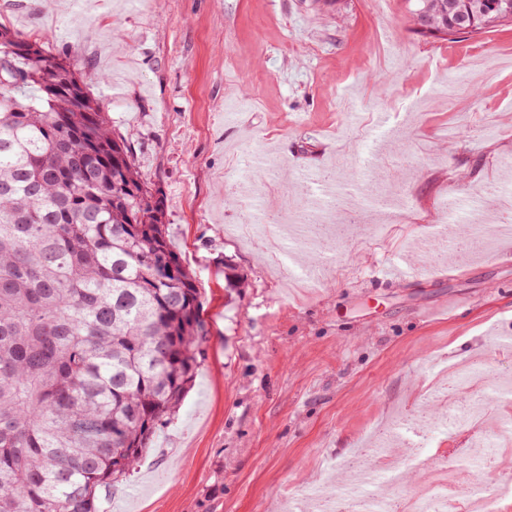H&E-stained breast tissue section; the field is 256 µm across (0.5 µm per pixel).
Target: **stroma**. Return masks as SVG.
Masks as SVG:
<instances>
[{
  "mask_svg": "<svg viewBox=\"0 0 512 512\" xmlns=\"http://www.w3.org/2000/svg\"><path fill=\"white\" fill-rule=\"evenodd\" d=\"M0 23L83 81L159 189L209 334L195 384L110 512H315L355 448L428 394L441 360L512 375V242L422 262L383 201L512 192V30L423 39L407 0H0ZM282 209L336 207L388 235L331 258L266 249L241 204L263 168ZM240 285H225L226 269Z\"/></svg>",
  "mask_w": 512,
  "mask_h": 512,
  "instance_id": "35a3bbf8",
  "label": "stroma"
}]
</instances>
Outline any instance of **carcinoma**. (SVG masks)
Returning a JSON list of instances; mask_svg holds the SVG:
<instances>
[{"label":"carcinoma","instance_id":"1","mask_svg":"<svg viewBox=\"0 0 512 512\" xmlns=\"http://www.w3.org/2000/svg\"><path fill=\"white\" fill-rule=\"evenodd\" d=\"M407 2L450 37L504 7ZM27 42L0 24V512H107L209 330L164 198L70 66L12 50Z\"/></svg>","mask_w":512,"mask_h":512}]
</instances>
